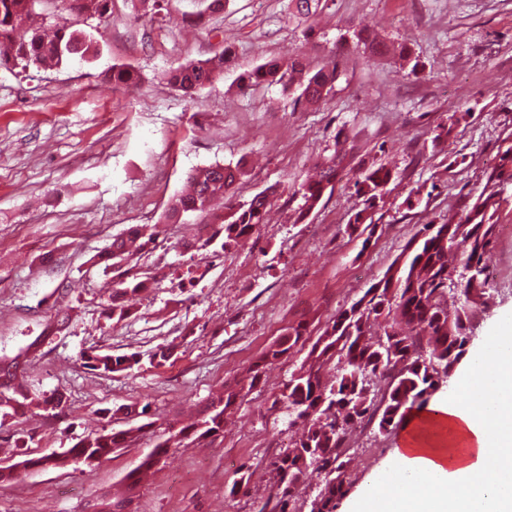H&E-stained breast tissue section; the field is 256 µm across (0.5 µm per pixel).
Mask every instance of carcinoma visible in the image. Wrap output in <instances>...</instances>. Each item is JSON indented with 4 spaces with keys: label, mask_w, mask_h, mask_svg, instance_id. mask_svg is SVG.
Returning a JSON list of instances; mask_svg holds the SVG:
<instances>
[{
    "label": "carcinoma",
    "mask_w": 512,
    "mask_h": 512,
    "mask_svg": "<svg viewBox=\"0 0 512 512\" xmlns=\"http://www.w3.org/2000/svg\"><path fill=\"white\" fill-rule=\"evenodd\" d=\"M37 0H0V67L26 71L32 66H60L73 57L93 59L100 54L99 44L90 37L65 26L47 35L31 25ZM71 9L89 15H103L111 0H69ZM297 15L307 20L326 7V0H292ZM352 39L363 53L371 56L394 55L411 61L409 49L387 44L358 29ZM223 72V59L200 60L169 70L164 80L184 94L193 97L212 85ZM340 73L335 58L320 68L309 71L298 54L288 63L270 58L238 77L239 85L253 87L279 84L297 92L294 104L315 106L334 89ZM112 85L123 87L137 83L141 74L127 67H114ZM348 138L343 131L336 135V148L320 163V178L300 185L304 212L316 208L329 185L343 168L348 152ZM246 171L241 164H212L193 170L188 176L189 190L177 196L165 219L179 221L188 212H206L217 199L228 197L233 186ZM396 172L380 164L363 170L354 181L355 194L364 208L349 219L353 233L371 219L369 210L381 201ZM512 183V146L499 155V161L488 173L481 192L466 205L463 219L456 215L440 224L424 225L421 236L412 240L409 255L402 265L388 269L378 281L382 288L371 286L364 297L341 311L322 335L312 344L307 362L288 381L284 397L296 418L310 424L293 444L272 463L277 488V503L272 512H285L291 503L304 470L324 475L320 493L311 500L309 512H335L336 500L347 493L341 470L346 461L343 451L350 429L366 421L378 419V430L392 432L406 424L413 410L425 407L430 398L446 382L466 352L467 321L487 304V278L472 281L477 272L485 271L484 256L494 240L497 224V198L502 187ZM270 193L256 194L248 203L231 206L219 216L221 227L203 244L210 246L224 237L221 246L248 236L268 223ZM139 242L144 250L155 242V233L144 227L134 228L125 237H117L100 260L106 266H126L129 283L119 282L112 290L110 312L123 318L134 306L139 293L148 287L137 280L132 265L131 244ZM464 297L460 305L448 309V295ZM388 319L387 328L379 333L374 325L379 318ZM299 324L288 328L283 338L271 345L253 368L250 386L261 378L262 369L288 354L305 335ZM139 363L138 355L96 354L85 358L84 366L105 373L125 371ZM331 364L336 379H324L323 366ZM387 379V387L379 394L371 389L376 376ZM24 374L13 373L0 364V408L8 407L21 415L29 408L30 395L21 389ZM240 397V390L229 387L224 394L211 399L203 417L181 435L208 438L223 429L224 412ZM131 442L126 432L91 433L71 448L78 455L89 454L104 460L117 448Z\"/></svg>",
    "instance_id": "carcinoma-1"
}]
</instances>
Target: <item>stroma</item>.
<instances>
[{
  "label": "stroma",
  "instance_id": "stroma-1",
  "mask_svg": "<svg viewBox=\"0 0 512 512\" xmlns=\"http://www.w3.org/2000/svg\"><path fill=\"white\" fill-rule=\"evenodd\" d=\"M199 0H169L163 18L138 15L112 0L105 17L37 0L45 28L68 25L102 52L56 68L0 69V359L24 355L27 391L63 394L51 417L31 407L0 417V460L20 461L72 447L90 431H133L130 445L78 467L24 471L0 482V512H97L105 500L128 512H259L274 500L270 464L301 433L283 396L310 345L338 313L380 280L424 224L464 215L499 152L512 144V0H328L315 33L290 0H228L202 23L188 22ZM366 28L407 45L422 67L410 75L393 57L366 58L340 43ZM299 50L310 66L336 56L341 76L319 106L295 107L276 84L241 90L237 77L267 59ZM226 55L224 73L188 98L163 81L181 64ZM140 71V84L113 88V68ZM466 112L453 137L432 138L449 115ZM345 131L350 160L331 192L305 220L298 188ZM245 162L231 198L243 204L274 188L269 221L258 234L215 252L202 248L210 212L165 213L191 170ZM385 164L388 186L364 234L348 232L362 201L353 182L361 164ZM421 193V203L404 201ZM497 232L485 259L490 297L472 322L473 358L512 315V186L500 197ZM157 232L138 262L150 283L129 315L109 311L118 276L98 257L133 226ZM307 328L306 344L251 369L288 327ZM165 361H154L160 349ZM138 354L133 369L102 373L84 354ZM242 395L218 435L192 441L155 463L145 482L127 475L159 436L198 420L222 388ZM148 406L152 431L121 415ZM397 433L357 427L347 436V494L353 499L387 463Z\"/></svg>",
  "mask_w": 512,
  "mask_h": 512
}]
</instances>
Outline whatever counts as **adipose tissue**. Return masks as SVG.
Returning a JSON list of instances; mask_svg holds the SVG:
<instances>
[{"mask_svg":"<svg viewBox=\"0 0 512 512\" xmlns=\"http://www.w3.org/2000/svg\"><path fill=\"white\" fill-rule=\"evenodd\" d=\"M351 512H512V319L487 337L447 400L417 411ZM413 486L392 493L390 484Z\"/></svg>","mask_w":512,"mask_h":512,"instance_id":"adipose-tissue-1","label":"adipose tissue"}]
</instances>
